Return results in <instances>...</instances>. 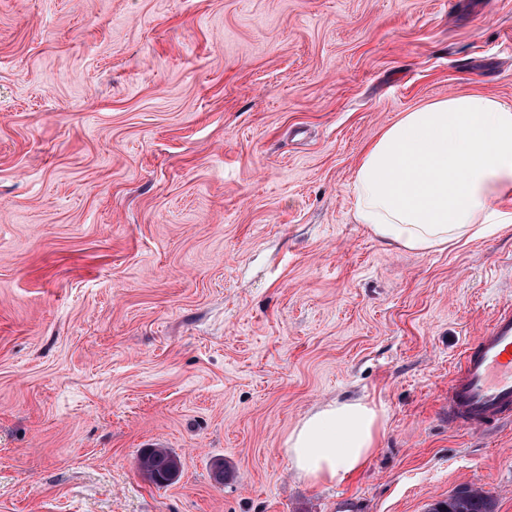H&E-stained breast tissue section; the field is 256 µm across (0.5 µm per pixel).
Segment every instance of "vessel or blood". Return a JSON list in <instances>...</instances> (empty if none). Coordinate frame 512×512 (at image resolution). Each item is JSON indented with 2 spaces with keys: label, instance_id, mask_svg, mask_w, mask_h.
<instances>
[{
  "label": "vessel or blood",
  "instance_id": "1",
  "mask_svg": "<svg viewBox=\"0 0 512 512\" xmlns=\"http://www.w3.org/2000/svg\"><path fill=\"white\" fill-rule=\"evenodd\" d=\"M512 412V305L498 307L462 354L448 387V421L479 429Z\"/></svg>",
  "mask_w": 512,
  "mask_h": 512
}]
</instances>
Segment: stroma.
Returning a JSON list of instances; mask_svg holds the SVG:
<instances>
[{
  "label": "stroma",
  "mask_w": 512,
  "mask_h": 512,
  "mask_svg": "<svg viewBox=\"0 0 512 512\" xmlns=\"http://www.w3.org/2000/svg\"><path fill=\"white\" fill-rule=\"evenodd\" d=\"M469 91L512 103V0H0V512H512V420L448 423L512 223L420 254L353 218L382 128ZM348 397L380 444L311 485L284 442ZM164 445L153 444L152 448H144L138 459V468L141 474L151 483L162 486L161 480L165 479V475L169 472L172 462L178 461L177 457L171 453L168 448H162ZM141 463L142 470L139 465ZM180 464V462H179ZM495 500L482 488L463 485L448 496V500L431 505L428 512H494Z\"/></svg>",
  "instance_id": "stroma-1"
}]
</instances>
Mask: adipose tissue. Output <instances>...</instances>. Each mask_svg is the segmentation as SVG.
Listing matches in <instances>:
<instances>
[{
  "instance_id": "adipose-tissue-1",
  "label": "adipose tissue",
  "mask_w": 512,
  "mask_h": 512,
  "mask_svg": "<svg viewBox=\"0 0 512 512\" xmlns=\"http://www.w3.org/2000/svg\"><path fill=\"white\" fill-rule=\"evenodd\" d=\"M354 218L382 242L427 254L512 223V104L451 93L403 112L365 149L352 181ZM382 414L334 400L304 417L285 452L314 485H339L373 456Z\"/></svg>"
}]
</instances>
